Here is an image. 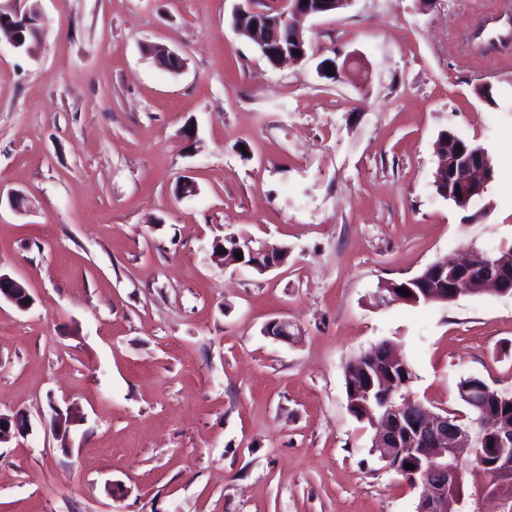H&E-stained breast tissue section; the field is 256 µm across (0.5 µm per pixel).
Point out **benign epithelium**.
<instances>
[{"label":"benign epithelium","mask_w":512,"mask_h":512,"mask_svg":"<svg viewBox=\"0 0 512 512\" xmlns=\"http://www.w3.org/2000/svg\"><path fill=\"white\" fill-rule=\"evenodd\" d=\"M354 0H281L273 11H262L254 7V0H238L232 16L233 30L241 37L252 42L262 57L270 58L275 64L284 61L300 63L307 58L308 45L300 28L305 18L320 17L338 13L348 8ZM39 25L40 35H45L48 20L39 7L38 0H4L0 3V26L5 37L0 38L16 51H27L30 45H20V39L12 34L17 25H28L30 19ZM301 54L296 55L294 51ZM335 74L345 80H360L367 75L363 59L357 54H349L332 64ZM448 147L437 151L439 165L434 172L433 186L445 199L461 209L468 208L473 201L483 196L493 178V171L487 151L481 147L465 148L456 143L452 133H447ZM487 259L480 250L470 249L457 261L438 262L429 269L438 268L440 272L455 269L459 273L486 264ZM497 271L471 284H463L449 276L444 280L445 287L429 286L428 276H415L395 284L397 288L407 289L411 295L406 297L393 292V301L417 306L420 301L451 302L464 294V288L482 290L490 288L502 294L504 289H512V263L502 259L496 263ZM25 283L7 274L0 273V301L4 300L17 309L25 311L32 300ZM265 334L280 341H288L296 336L295 325L286 319H274L265 327ZM379 364L387 370V375L374 384L371 378L364 379L353 387V399L350 406H358L364 411L376 412L371 425L376 432L371 452L380 454V459L392 469H402V464L424 458L427 466L416 467L406 475L409 486L419 490L417 512H448V489L454 486L461 473L463 460L482 457V448L486 440L482 433L468 430L457 424L462 416L454 419L445 414L433 413L424 408L415 409L413 400L401 399L402 386L409 381H399L395 369L405 366L404 358L389 345L381 350ZM486 386L482 382L468 383L462 386V393L468 407L472 410L483 407ZM74 419L71 415L57 413L52 424L56 437H68ZM28 428L27 421L21 415L4 416L0 414V443L12 436L21 435ZM453 454V463H448V454Z\"/></svg>","instance_id":"obj_1"}]
</instances>
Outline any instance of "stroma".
<instances>
[{"label": "stroma", "instance_id": "1", "mask_svg": "<svg viewBox=\"0 0 512 512\" xmlns=\"http://www.w3.org/2000/svg\"><path fill=\"white\" fill-rule=\"evenodd\" d=\"M501 2L354 0L305 20L308 61L274 66L232 29L236 0H40L36 53L0 47V271L34 298L0 303V413L31 424L0 444V512H415L343 368L387 341L433 411L465 412L470 376L512 390L511 295L377 298L512 247V44L468 49ZM337 52L367 81L321 78ZM444 131L494 160L466 210L433 186ZM233 234L287 263L225 266ZM275 319L301 336H266ZM58 409L76 416L63 441Z\"/></svg>", "mask_w": 512, "mask_h": 512}]
</instances>
